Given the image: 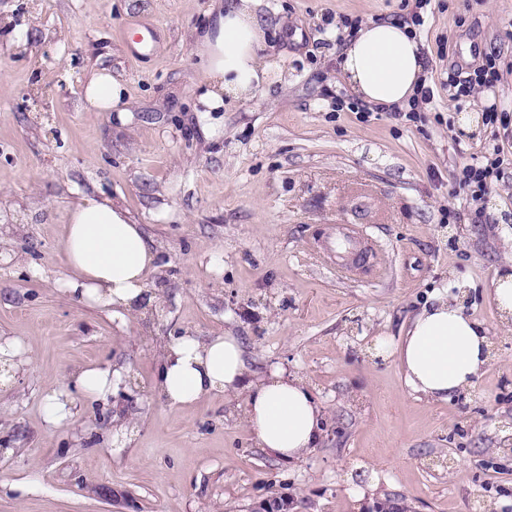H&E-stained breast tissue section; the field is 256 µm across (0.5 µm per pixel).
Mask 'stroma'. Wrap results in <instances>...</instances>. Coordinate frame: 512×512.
Listing matches in <instances>:
<instances>
[{
  "label": "stroma",
  "mask_w": 512,
  "mask_h": 512,
  "mask_svg": "<svg viewBox=\"0 0 512 512\" xmlns=\"http://www.w3.org/2000/svg\"><path fill=\"white\" fill-rule=\"evenodd\" d=\"M266 2L288 86L206 113L190 34L210 0H0L23 33L0 42V338L22 360L0 386V512H250L280 496L290 512H512V322L484 292L512 260V178L476 204L455 181L512 145V129L458 124L492 103L512 113V0H430L417 33L434 98L414 121L335 109L353 99L340 17H407L408 0ZM489 53L495 88L453 99L449 73ZM98 67L124 81L127 124L83 110ZM101 192L158 252L159 313L113 316L59 286L63 214ZM351 225L379 264L348 278L329 247ZM452 278L473 286L491 360L473 390L432 401L381 343ZM181 333L237 336L253 376L304 378L325 413L316 448L294 463L258 448L242 392L168 405L154 378ZM88 366L118 370L119 391L48 425L46 397ZM121 424L129 437L110 441Z\"/></svg>",
  "instance_id": "stroma-1"
}]
</instances>
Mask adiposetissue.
Returning <instances> with one entry per match:
<instances>
[{
	"label": "adipose tissue",
	"instance_id": "obj_1",
	"mask_svg": "<svg viewBox=\"0 0 512 512\" xmlns=\"http://www.w3.org/2000/svg\"><path fill=\"white\" fill-rule=\"evenodd\" d=\"M263 0H211L206 24L193 34L200 72L198 102L208 112L268 94L273 83L287 85L282 65L262 51L267 37ZM337 66L359 100L408 110L429 87L423 43L409 24H360L337 58ZM126 87L110 69L93 70L84 87L83 107L117 112L127 120ZM63 248L68 273L61 286L81 301L110 313H142L156 307L148 276L158 253L142 228L112 198L81 196L66 211ZM407 387L433 400H448L472 388L487 366L488 331L468 315L447 288L433 289L413 317L396 349ZM118 380L111 369L93 367L74 374L86 403L111 396ZM159 393L174 406H192L201 397L246 390L245 417L258 447L284 461L305 457L322 435L323 409L305 382L277 367L249 379L238 337H170L160 359Z\"/></svg>",
	"mask_w": 512,
	"mask_h": 512
}]
</instances>
